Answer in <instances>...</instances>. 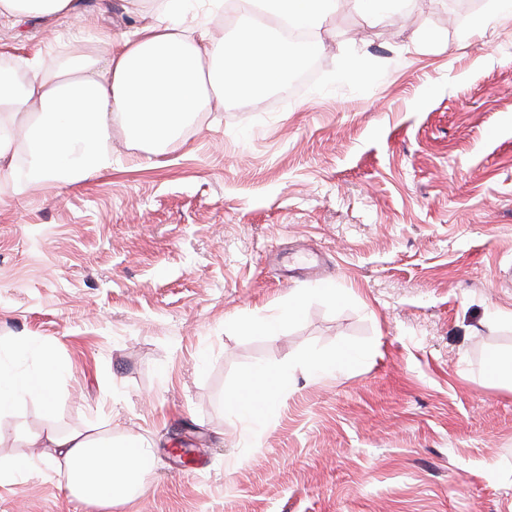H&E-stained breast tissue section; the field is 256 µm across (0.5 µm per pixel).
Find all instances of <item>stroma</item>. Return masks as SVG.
I'll return each mask as SVG.
<instances>
[{
  "label": "stroma",
  "instance_id": "1",
  "mask_svg": "<svg viewBox=\"0 0 512 512\" xmlns=\"http://www.w3.org/2000/svg\"><path fill=\"white\" fill-rule=\"evenodd\" d=\"M489 7L401 0L373 26L336 0L301 92L225 102L162 153L113 129L111 171L61 189L0 182V357L34 339L16 366L66 367L60 429L108 419L155 447L112 512H512V384L487 367L512 359V19L478 36ZM80 10L0 43L51 65L148 21ZM342 347L348 367L312 376ZM256 367L288 385L253 427L224 400ZM43 425L18 403L0 456ZM0 512L99 510L42 463Z\"/></svg>",
  "mask_w": 512,
  "mask_h": 512
}]
</instances>
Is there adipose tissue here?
Wrapping results in <instances>:
<instances>
[{"mask_svg": "<svg viewBox=\"0 0 512 512\" xmlns=\"http://www.w3.org/2000/svg\"><path fill=\"white\" fill-rule=\"evenodd\" d=\"M181 0H159L152 22L112 40L96 55L74 42L65 61L42 66L15 57L0 67V174L16 160L25 181L69 186L112 168V130L120 128L134 145L153 149L179 140L212 99L253 96L256 89L283 84L296 62L294 47L256 29L214 40L208 28H189L178 19ZM336 0H265L270 14L318 29ZM77 0H0V21L21 16L70 17ZM61 370L46 360L22 375L0 360V416L23 399L52 402ZM246 392L226 396L227 409L262 418L286 384L283 372L259 368ZM53 470L70 495L105 512L140 493L142 477L153 469L150 443L113 438L110 429L57 428L46 415L40 436Z\"/></svg>", "mask_w": 512, "mask_h": 512, "instance_id": "obj_1", "label": "adipose tissue"}]
</instances>
